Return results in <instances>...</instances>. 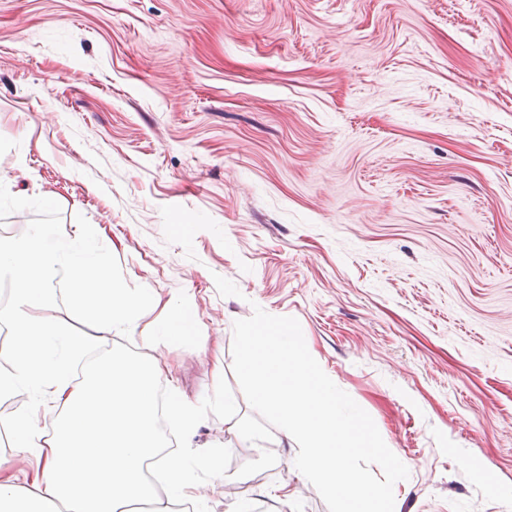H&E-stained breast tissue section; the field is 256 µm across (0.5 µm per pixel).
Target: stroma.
<instances>
[{"mask_svg": "<svg viewBox=\"0 0 512 512\" xmlns=\"http://www.w3.org/2000/svg\"><path fill=\"white\" fill-rule=\"evenodd\" d=\"M0 171V236L105 228L191 301L193 335L143 345L155 309L91 356L176 357L208 512H328L234 428L257 306L408 468L395 512H512V0H0Z\"/></svg>", "mask_w": 512, "mask_h": 512, "instance_id": "1", "label": "stroma"}]
</instances>
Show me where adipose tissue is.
<instances>
[{
    "instance_id": "1",
    "label": "adipose tissue",
    "mask_w": 512,
    "mask_h": 512,
    "mask_svg": "<svg viewBox=\"0 0 512 512\" xmlns=\"http://www.w3.org/2000/svg\"><path fill=\"white\" fill-rule=\"evenodd\" d=\"M64 277L73 317L88 326L83 336L45 319L51 288ZM0 280L11 300L0 323L13 339V362L0 370V400L24 393L27 411L11 422L13 454L27 465L16 473L0 460V512H141L157 493L148 463L162 469L169 498L198 508L194 468H211L206 453L160 454L156 359L135 360L111 352L75 375L74 366L109 332H135L143 316L164 306L162 337L195 331L196 314L182 303H161L146 286H129L101 253L97 233L49 245L41 232L0 238ZM51 415L50 429L39 426Z\"/></svg>"
}]
</instances>
